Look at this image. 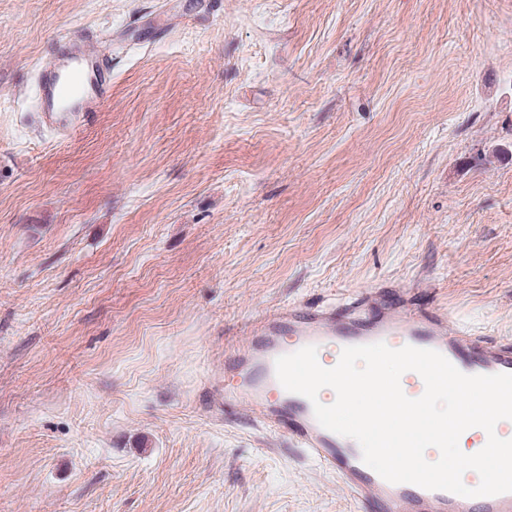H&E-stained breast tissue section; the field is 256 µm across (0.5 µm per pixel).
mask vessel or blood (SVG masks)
I'll use <instances>...</instances> for the list:
<instances>
[{"instance_id": "vessel-or-blood-1", "label": "vessel or blood", "mask_w": 512, "mask_h": 512, "mask_svg": "<svg viewBox=\"0 0 512 512\" xmlns=\"http://www.w3.org/2000/svg\"><path fill=\"white\" fill-rule=\"evenodd\" d=\"M39 87L42 125L73 132L107 99L112 70L89 38L75 33L43 62ZM240 332L247 343L224 356V406L243 407L264 429L286 435L340 477L355 498L379 512H512V492L463 497L384 480L363 462L359 444L323 428L311 402L285 390L275 371L279 356L306 346L316 347L319 364L331 368L343 348L381 342L393 349L438 351L468 375L512 373V344L493 343L463 328L449 331L444 310L422 307L401 289L387 290L377 304L358 298L339 308L285 307L250 318Z\"/></svg>"}]
</instances>
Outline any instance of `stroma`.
I'll return each mask as SVG.
<instances>
[{
  "mask_svg": "<svg viewBox=\"0 0 512 512\" xmlns=\"http://www.w3.org/2000/svg\"><path fill=\"white\" fill-rule=\"evenodd\" d=\"M384 283L512 340V0H0V512H375L211 387L225 328ZM59 46L40 69L41 124L74 132L107 99L112 69L82 33L70 35Z\"/></svg>",
  "mask_w": 512,
  "mask_h": 512,
  "instance_id": "stroma-1",
  "label": "stroma"
}]
</instances>
